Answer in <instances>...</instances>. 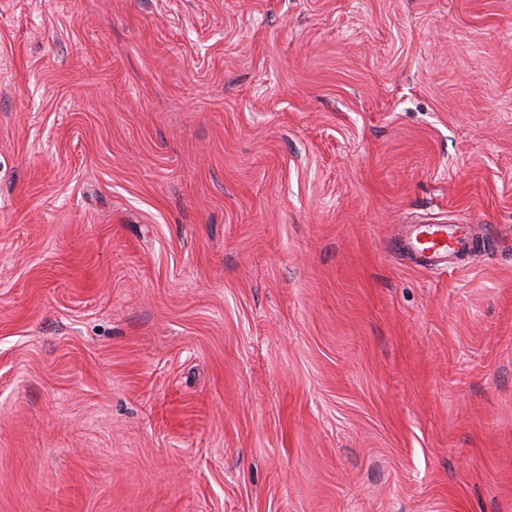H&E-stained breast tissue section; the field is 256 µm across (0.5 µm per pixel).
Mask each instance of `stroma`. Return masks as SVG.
Segmentation results:
<instances>
[{
    "instance_id": "obj_1",
    "label": "stroma",
    "mask_w": 512,
    "mask_h": 512,
    "mask_svg": "<svg viewBox=\"0 0 512 512\" xmlns=\"http://www.w3.org/2000/svg\"><path fill=\"white\" fill-rule=\"evenodd\" d=\"M0 512H512V0H0ZM396 249L399 253L425 263L447 261L448 258L478 248L471 224L425 223L409 226Z\"/></svg>"
}]
</instances>
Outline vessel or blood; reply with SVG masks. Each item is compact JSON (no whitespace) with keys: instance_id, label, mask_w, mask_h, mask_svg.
Listing matches in <instances>:
<instances>
[{"instance_id":"b4317fda","label":"vessel or blood","mask_w":512,"mask_h":512,"mask_svg":"<svg viewBox=\"0 0 512 512\" xmlns=\"http://www.w3.org/2000/svg\"><path fill=\"white\" fill-rule=\"evenodd\" d=\"M477 247L472 225L425 223L410 225L398 250L416 260L433 263L475 251Z\"/></svg>"}]
</instances>
